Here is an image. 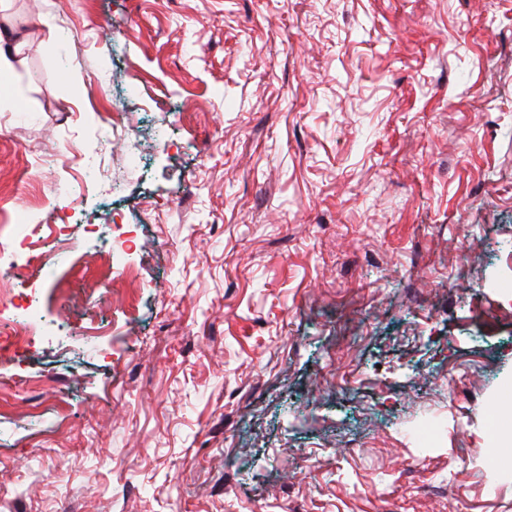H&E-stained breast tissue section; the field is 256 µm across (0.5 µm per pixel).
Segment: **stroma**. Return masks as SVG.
Listing matches in <instances>:
<instances>
[{
  "mask_svg": "<svg viewBox=\"0 0 512 512\" xmlns=\"http://www.w3.org/2000/svg\"><path fill=\"white\" fill-rule=\"evenodd\" d=\"M0 221L89 224L0 364V512H512V0H0ZM136 280L108 279L115 258Z\"/></svg>",
  "mask_w": 512,
  "mask_h": 512,
  "instance_id": "35a3bbf8",
  "label": "stroma"
}]
</instances>
